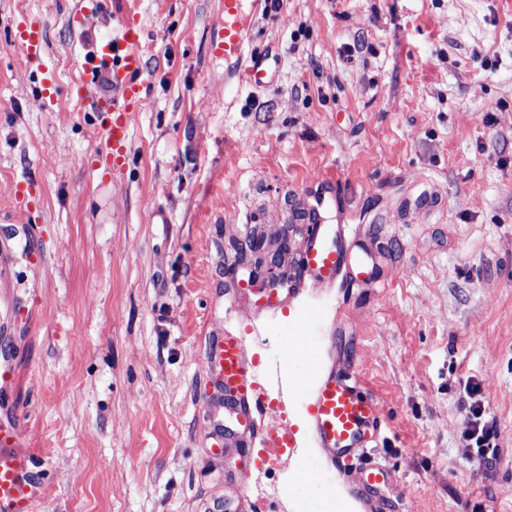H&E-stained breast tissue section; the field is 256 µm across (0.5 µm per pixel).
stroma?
<instances>
[{
    "label": "stroma",
    "instance_id": "35a3bbf8",
    "mask_svg": "<svg viewBox=\"0 0 512 512\" xmlns=\"http://www.w3.org/2000/svg\"><path fill=\"white\" fill-rule=\"evenodd\" d=\"M107 3L78 29L72 0H0V318L33 301L53 320L0 339L15 366L0 411L21 416L45 476L36 512H205L244 496L248 512H512V0H284L252 31L276 69L263 89L225 86L209 56L218 0ZM130 9L149 79L107 179L71 90L78 55ZM22 15L45 25L44 63L11 51ZM332 168L344 188L326 221L371 249L378 280L297 282L286 311L269 309L228 269L231 243L248 223L268 247L299 243L289 208L313 204ZM18 180L33 189L27 229L8 209ZM230 333L248 335L257 373L299 383L286 417L299 458L245 490L243 451L213 455L204 437L205 350ZM332 371L381 408L372 447L397 480L370 499L362 460L341 476L312 435ZM470 384L496 421L490 464L463 437Z\"/></svg>",
    "mask_w": 512,
    "mask_h": 512
}]
</instances>
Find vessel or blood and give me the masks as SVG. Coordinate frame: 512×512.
<instances>
[{"label": "vessel or blood", "mask_w": 512, "mask_h": 512, "mask_svg": "<svg viewBox=\"0 0 512 512\" xmlns=\"http://www.w3.org/2000/svg\"><path fill=\"white\" fill-rule=\"evenodd\" d=\"M73 22L86 24L104 13L105 0H76ZM263 0H221L220 20L212 29L208 53L223 60L225 83L247 81L262 88L272 81L267 58L256 55L249 33L251 20ZM143 27L137 13L126 12L112 24L111 34L82 64L77 96L98 116L97 159L105 167L118 165L130 150L132 117L145 103V60L140 51ZM11 46L26 61L41 60L45 53L43 27L39 20L22 18L16 25ZM28 182H17L10 208L20 221H27L32 203ZM303 229L295 273L300 280L330 283L351 272L359 281L373 279L375 265L368 253L352 254L340 231L326 224L319 207H310ZM247 337L224 336L212 341L205 363L216 372L224 388V408L245 436L250 449L249 465L240 471L238 483L248 487L254 472L269 470L279 460L297 454L289 429L256 431L257 415L288 400L291 387L268 372L259 380L245 359ZM313 434L330 450L336 462L364 455L363 440L378 429V403L359 383L332 373L322 382L308 406ZM17 416L0 417V512H33L44 492L36 472V452L25 444Z\"/></svg>", "instance_id": "vessel-or-blood-1"}]
</instances>
